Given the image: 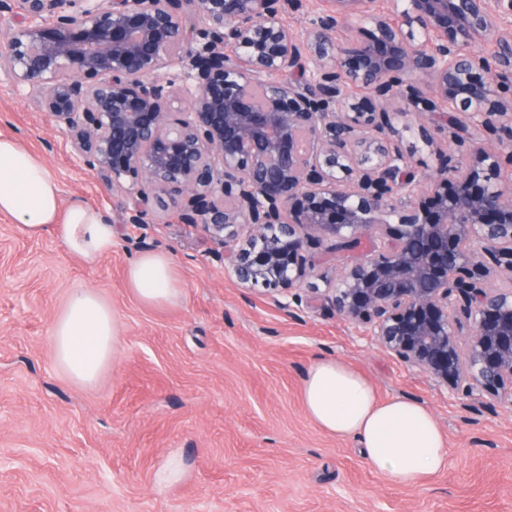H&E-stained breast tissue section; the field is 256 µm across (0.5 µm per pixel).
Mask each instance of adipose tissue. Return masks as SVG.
Listing matches in <instances>:
<instances>
[{
    "label": "adipose tissue",
    "instance_id": "1",
    "mask_svg": "<svg viewBox=\"0 0 512 512\" xmlns=\"http://www.w3.org/2000/svg\"><path fill=\"white\" fill-rule=\"evenodd\" d=\"M0 215L9 216L23 235L54 237L87 260L112 251L114 227L103 213L79 199L62 205L59 185L44 160L3 134ZM125 280L148 307L174 305L182 298L175 263L163 251L136 256L126 267ZM118 329L116 313L94 291H72L51 331L58 365L75 383H93L117 351ZM301 395L317 427L355 440L366 460L394 484L413 487L446 471V437L431 410L400 397L378 399L371 381L346 361L315 360L302 379Z\"/></svg>",
    "mask_w": 512,
    "mask_h": 512
}]
</instances>
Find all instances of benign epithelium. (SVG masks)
<instances>
[{
  "mask_svg": "<svg viewBox=\"0 0 512 512\" xmlns=\"http://www.w3.org/2000/svg\"><path fill=\"white\" fill-rule=\"evenodd\" d=\"M301 6L0 0V82L121 194L123 223L155 222L166 195L245 287L296 300L305 285L309 307L366 325L405 365L511 409L512 188L497 173L512 163V113L464 47L498 36L512 0H395L393 23L374 0H333L296 35L282 16ZM356 20L373 24L371 39L336 43L337 24ZM497 67L499 81L512 76L507 40ZM396 100L404 111L389 109ZM448 129L466 154L440 151L430 170L400 147L404 131L431 147ZM493 131L504 148L483 146ZM314 232L355 254L323 289L306 284Z\"/></svg>",
  "mask_w": 512,
  "mask_h": 512,
  "instance_id": "7a95c632",
  "label": "benign epithelium"
}]
</instances>
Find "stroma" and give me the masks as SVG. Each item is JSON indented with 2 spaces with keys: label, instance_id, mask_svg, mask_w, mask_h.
<instances>
[{
  "label": "stroma",
  "instance_id": "35a3bbf8",
  "mask_svg": "<svg viewBox=\"0 0 512 512\" xmlns=\"http://www.w3.org/2000/svg\"><path fill=\"white\" fill-rule=\"evenodd\" d=\"M0 132L44 160L63 202L99 208L116 232L111 254L89 263L0 218V512H512L511 408L449 395L328 304L286 306L241 287L171 200L155 223H122L121 196L74 167L66 135L4 83ZM147 250L173 257L177 305L147 307L129 292L124 270ZM74 288L96 291L120 319L118 353L88 387L70 382L51 343ZM321 357L346 360L378 398L425 403L447 439V471L401 487L353 441L319 429L300 385ZM172 454L186 475L156 490Z\"/></svg>",
  "mask_w": 512,
  "mask_h": 512
}]
</instances>
